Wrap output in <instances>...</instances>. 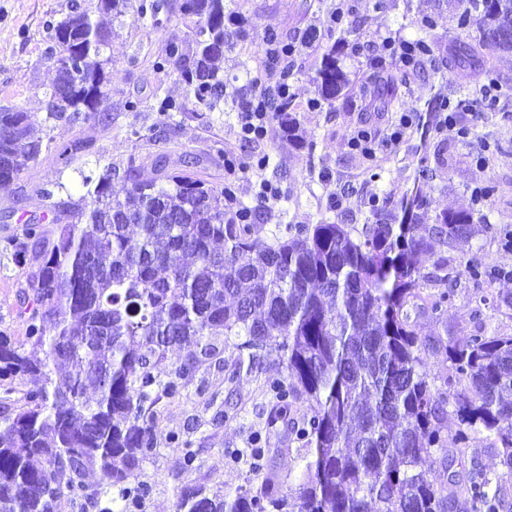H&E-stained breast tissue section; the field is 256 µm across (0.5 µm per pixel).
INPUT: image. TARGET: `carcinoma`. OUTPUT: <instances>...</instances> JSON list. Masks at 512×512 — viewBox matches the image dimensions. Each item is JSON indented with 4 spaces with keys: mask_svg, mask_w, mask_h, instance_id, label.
Listing matches in <instances>:
<instances>
[{
    "mask_svg": "<svg viewBox=\"0 0 512 512\" xmlns=\"http://www.w3.org/2000/svg\"><path fill=\"white\" fill-rule=\"evenodd\" d=\"M126 0H71L60 21L46 22L44 58L56 78L45 92L48 118L72 122L106 98L108 38L97 13H124ZM165 0H140L138 18L160 23ZM454 50L433 34L425 15L411 22L419 64L441 80L463 71L469 84L455 104L468 107L486 89L508 93L494 58L512 53V0H448ZM182 15L195 17L192 55L170 45L158 67L180 70L189 95L213 111L226 85L217 62L236 15L224 0H183ZM344 15L327 6L320 24L307 26L289 44L266 32L269 64L279 81L241 96L240 107L260 104L292 140H299L302 107L329 112H398L414 67L395 46L350 78L325 50L313 69L295 64V53L317 49L343 29ZM306 76L314 97L296 101L290 82ZM355 136L365 157L380 150L377 132L362 124ZM31 115L0 106V183L11 182L42 152ZM112 171L94 180L78 200L55 203L48 219H30L27 241L44 240L43 224L57 225L51 249L40 254L30 281L36 306L27 318L26 341L0 334V380L41 379L22 405L0 412V512H143L151 486L137 480L141 463L156 453L154 407L174 398L196 372L190 355L171 369L166 351L193 343L214 357L215 336L238 351L233 381L266 356L278 373L265 380L273 406L268 432L284 429L303 453L298 488L282 491L274 465L279 448L257 435L229 455L248 466L247 486L213 491L204 484L181 489L176 512H449L460 496L472 512H509L502 480L478 462L437 486L425 466L436 454L448 462L441 421L453 398L458 441L488 433L491 447L512 470V336L473 335L463 344L425 340L410 311L436 314L452 296L449 277L423 272L421 257L437 242L472 234L470 211L428 215L435 173L420 165L419 178L399 201L400 212L369 201L375 221L352 234L350 225L321 219L297 224L268 243L253 236L256 213L234 208L232 188L208 184L188 169L167 170L139 181L130 176L112 188ZM138 228L130 234L129 228ZM427 282L442 285L424 291ZM448 359V394L431 384L427 353ZM95 397L88 399L87 390ZM186 471L198 454L178 435ZM97 480L90 482L87 474Z\"/></svg>",
    "mask_w": 512,
    "mask_h": 512,
    "instance_id": "cac0c4a2",
    "label": "carcinoma"
}]
</instances>
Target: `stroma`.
Returning a JSON list of instances; mask_svg holds the SVG:
<instances>
[{"label": "stroma", "mask_w": 512, "mask_h": 512, "mask_svg": "<svg viewBox=\"0 0 512 512\" xmlns=\"http://www.w3.org/2000/svg\"><path fill=\"white\" fill-rule=\"evenodd\" d=\"M242 16L233 26L230 47L224 52L221 70L230 87L249 90L252 82L275 84L279 71L267 61L262 42L264 32L294 38L297 29L313 23L317 0H226ZM170 10L161 26L138 20V0H129L121 17L100 16L111 36L101 48L107 62L109 83L102 111L82 113L73 123L49 119L45 93L55 79V71L43 57L48 20H61L70 10V0H0V106L17 105L29 112L38 136L52 144L11 183L0 185V333L24 341L26 316L21 298L37 269L35 260L18 263L14 243L25 241L32 217L42 216L50 200L79 198L82 178L115 168L114 188H121L128 163H135L140 179L155 177V163L166 157L169 168L189 160L198 176L210 185L231 183L238 201L255 208L260 216L254 226L257 238L271 242L284 236L288 225L312 224L320 216L343 220L361 228L369 215L367 202L379 197L397 202L411 188L417 175L416 160L427 155L436 172L428 197L429 211L468 210L479 207L484 217L476 233L452 245H437L425 256L423 266L432 269L447 261L450 276L458 280L446 312L418 317L420 336L443 337L462 343L475 334L512 336V278L474 280L465 273L468 261L512 269V244L504 238L512 229V97L500 99L494 112H461L457 123L471 134L460 139L452 133L438 134L421 142L411 133L400 142H384L378 155L381 171L372 177L350 139L358 121L354 112H327L305 108L298 114L302 143L288 138L278 122H269L264 138L243 142L237 120L238 108L225 103L223 110H199L173 66L156 68L155 62L169 43H188L191 19L179 11L180 0H168ZM350 28L361 49L344 52L342 65L350 75L362 73L370 58L382 48L388 36L401 34L403 20L434 14L435 32L448 34V10L435 0H388L380 8L376 0H346ZM440 86L448 99L456 97L455 81L441 83L430 68L420 67L409 76V95L404 108L415 121L437 127L439 115L419 111L431 86ZM183 104L180 112H158L159 99ZM140 100L141 109L128 111L126 103ZM81 141L85 149L71 161H63L60 145ZM237 155L240 161L268 157L266 167L229 178L224 158ZM278 185L280 197H257L259 181ZM49 182L60 183L53 199L40 196ZM493 185V195L474 204V189ZM237 352L222 350L219 361H206L186 384L180 398L162 399L155 407L153 430L157 453L144 461L141 481L152 487L144 512H175L176 494L188 483H203L214 490H233L244 485L248 470L230 466L226 455L246 447L266 427L271 407L264 380L276 375L273 359H264L250 374L233 384L225 383L224 369L232 365ZM180 435L192 443L201 463L194 472H184L182 452L171 442ZM477 458L488 473L512 486V471L483 432L470 434L468 455L456 460L452 470L429 463L428 477L434 484L447 481L450 472H463L470 458Z\"/></svg>", "instance_id": "1"}]
</instances>
